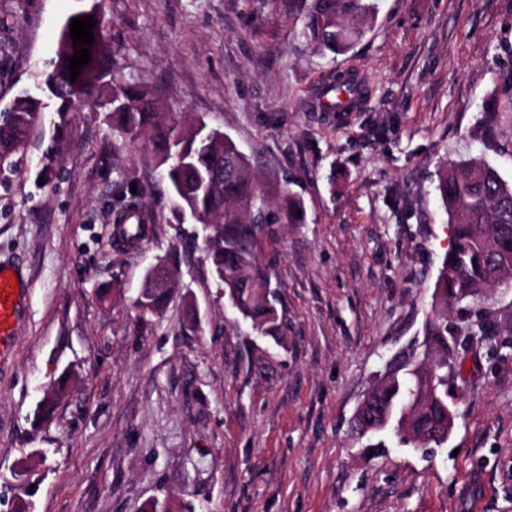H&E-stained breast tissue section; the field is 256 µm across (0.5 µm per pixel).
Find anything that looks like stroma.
I'll return each mask as SVG.
<instances>
[{
    "instance_id": "35a3bbf8",
    "label": "stroma",
    "mask_w": 512,
    "mask_h": 512,
    "mask_svg": "<svg viewBox=\"0 0 512 512\" xmlns=\"http://www.w3.org/2000/svg\"><path fill=\"white\" fill-rule=\"evenodd\" d=\"M309 3L0 0V110L48 69L65 20L92 9L119 78L204 115L306 211L263 248L278 345L229 307L204 225L149 197L167 182L148 146L83 103L45 113L0 175V263L28 283L0 361V512L155 499L170 512H512V357L470 345L442 447L353 423L389 368L435 354L426 327L451 236L441 162L480 159L512 185V0H378L372 31L335 57L299 37ZM333 73L367 88L354 111L318 108ZM129 181L147 191L151 231L125 250L113 210ZM159 263L179 284L145 317L136 300Z\"/></svg>"
}]
</instances>
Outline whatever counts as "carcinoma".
Listing matches in <instances>:
<instances>
[{
    "mask_svg": "<svg viewBox=\"0 0 512 512\" xmlns=\"http://www.w3.org/2000/svg\"><path fill=\"white\" fill-rule=\"evenodd\" d=\"M377 0H313V7L301 36L322 54L347 52L374 26ZM95 43L91 62L81 68L76 81L70 80L69 58L74 48L70 22H65L56 59L42 79L41 94L17 95L9 114L0 115V169L13 166L33 126L46 109L45 100L56 111L68 112L75 102L108 105L112 131L120 137L145 138L159 165L167 166L168 187L180 211L195 217L209 229L208 258L224 296L241 317L251 322L261 336L275 340L282 336V322L276 307V289L268 264L262 258L265 242L277 236L279 224H302L303 203L295 198L280 207L275 197L281 191L261 184L249 158L229 137L209 127L201 116L163 112L150 93L137 83L112 78L108 74L105 36L101 24L92 29ZM325 94L340 101L358 102L364 87L337 78L327 83ZM436 191L453 225L451 249L445 255L437 277L434 318L427 336L441 351V357L425 368L419 364L405 371L394 370L391 377L375 384L367 395L372 409L355 417L362 433L379 434L391 430L405 445L431 448L448 439V376L462 378L461 363L448 365V355L466 350L448 330V306L467 302L487 313L478 304L486 291L512 283V269L497 261L498 253L512 248V186L498 171L479 159L443 162L438 170ZM144 191L126 190L116 208L114 224L120 247L131 249L147 236V219L138 211ZM172 288H146L138 305L145 317L162 316L172 299ZM73 382L64 375L53 396L42 401L41 414L49 419L56 401Z\"/></svg>",
    "mask_w": 512,
    "mask_h": 512,
    "instance_id": "carcinoma-1",
    "label": "carcinoma"
}]
</instances>
